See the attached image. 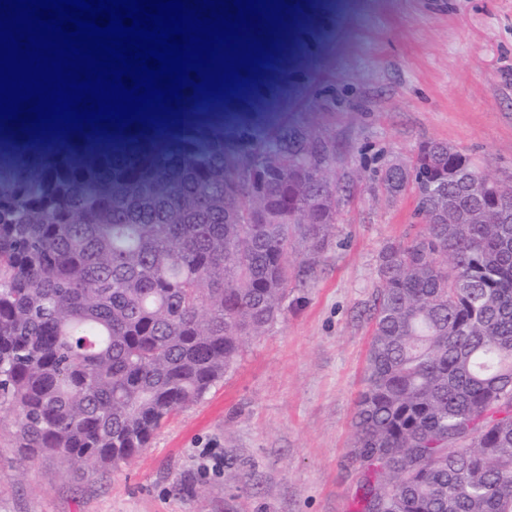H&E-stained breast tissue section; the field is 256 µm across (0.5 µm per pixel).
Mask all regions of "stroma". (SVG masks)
I'll return each instance as SVG.
<instances>
[{"label": "stroma", "instance_id": "obj_1", "mask_svg": "<svg viewBox=\"0 0 512 512\" xmlns=\"http://www.w3.org/2000/svg\"><path fill=\"white\" fill-rule=\"evenodd\" d=\"M277 37L249 98L227 95L213 115L186 98L167 138L115 150L162 160L198 127L307 120L335 142L329 174L349 186L317 278L130 461L76 472L23 459L0 411V512H354L376 259L413 222L411 196L390 197L372 174L444 141L512 184V0H306Z\"/></svg>", "mask_w": 512, "mask_h": 512}]
</instances>
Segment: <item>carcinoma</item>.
<instances>
[{
  "mask_svg": "<svg viewBox=\"0 0 512 512\" xmlns=\"http://www.w3.org/2000/svg\"><path fill=\"white\" fill-rule=\"evenodd\" d=\"M85 138L0 165V406L13 445L101 468L139 455L273 326L331 243L336 144L301 119L110 178ZM431 141L381 184L421 224L386 244L353 417L357 512H512V189Z\"/></svg>",
  "mask_w": 512,
  "mask_h": 512,
  "instance_id": "obj_1",
  "label": "carcinoma"
}]
</instances>
